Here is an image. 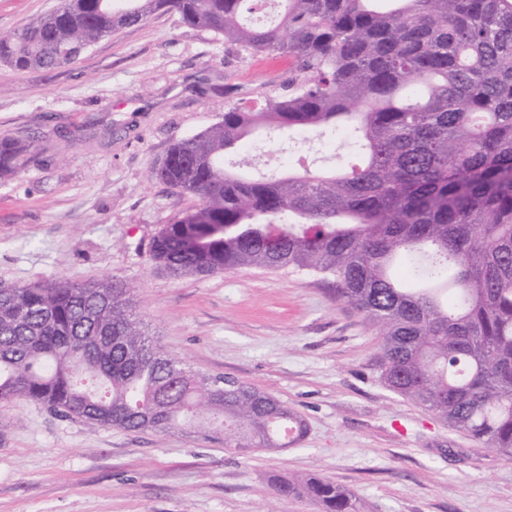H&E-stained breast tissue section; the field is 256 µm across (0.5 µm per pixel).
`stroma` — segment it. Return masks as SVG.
Instances as JSON below:
<instances>
[{"instance_id":"obj_1","label":"stroma","mask_w":512,"mask_h":512,"mask_svg":"<svg viewBox=\"0 0 512 512\" xmlns=\"http://www.w3.org/2000/svg\"><path fill=\"white\" fill-rule=\"evenodd\" d=\"M58 0H0L13 33ZM289 57L244 56L174 12L118 29L75 64L15 71L0 63V138L29 146L0 178V282L115 279L134 289L164 350L210 376L271 393L301 416L302 441L239 455L210 434L126 431L0 403V512H321L284 497L273 474L316 472L352 490L363 512H512V458L481 447L387 389L381 338L323 276L242 267L174 279L147 247L195 207L152 178L176 140L224 110L284 93ZM287 142L236 152L255 176ZM311 170L354 163L334 134L311 135Z\"/></svg>"}]
</instances>
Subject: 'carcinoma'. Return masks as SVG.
Returning a JSON list of instances; mask_svg holds the SVG:
<instances>
[{"label":"carcinoma","instance_id":"carcinoma-1","mask_svg":"<svg viewBox=\"0 0 512 512\" xmlns=\"http://www.w3.org/2000/svg\"><path fill=\"white\" fill-rule=\"evenodd\" d=\"M279 2L258 23L254 0H60L0 35V62L65 67L159 10L249 54L293 57L288 95L225 111L152 167L199 204L160 230L150 260L175 279L244 266L333 278L382 337L384 385L511 457L512 0ZM322 128L360 163L259 179L225 166L248 137ZM25 151L0 139V174L21 173ZM215 224L235 229L211 236ZM17 398L126 431L205 424L240 454L306 432L273 395L226 390L166 352L115 280L0 284V402ZM270 483L322 512H361L318 475Z\"/></svg>","mask_w":512,"mask_h":512}]
</instances>
